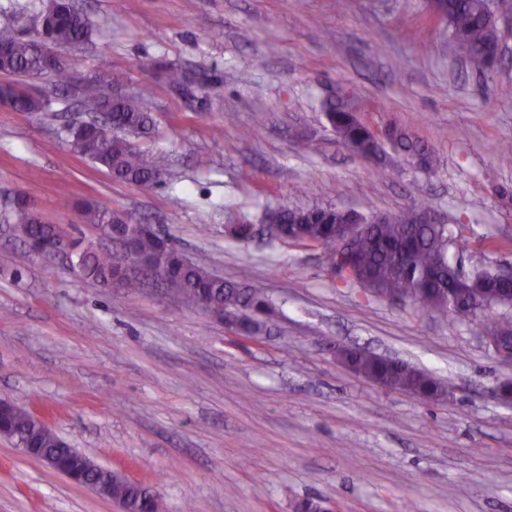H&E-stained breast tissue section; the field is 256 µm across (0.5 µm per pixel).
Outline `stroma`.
I'll list each match as a JSON object with an SVG mask.
<instances>
[{"label": "stroma", "mask_w": 512, "mask_h": 512, "mask_svg": "<svg viewBox=\"0 0 512 512\" xmlns=\"http://www.w3.org/2000/svg\"><path fill=\"white\" fill-rule=\"evenodd\" d=\"M74 3L93 34L66 51L72 74L106 69L119 92L148 89L150 130L134 143L171 165L143 188L74 154L68 129L89 115L53 78L30 81L51 111L0 104V398L167 512H296L307 499L333 512H512V406L494 395L512 365L475 321L337 285L315 248L225 231L280 205L371 216L423 203L459 227L450 254L464 271L479 250L512 267V163L496 153L512 141V97L498 93L512 77V0L496 4L503 55L482 76L449 54L428 0ZM164 65L190 91L169 87ZM349 87L363 120L405 130L431 164L348 150L326 110ZM20 196L104 250L115 244L83 221L84 203L154 224L190 259L264 290L266 336L238 342L153 277L127 294L35 254L3 221ZM337 345L428 371L449 394L426 403L368 382ZM0 512L118 508L0 437Z\"/></svg>", "instance_id": "obj_1"}]
</instances>
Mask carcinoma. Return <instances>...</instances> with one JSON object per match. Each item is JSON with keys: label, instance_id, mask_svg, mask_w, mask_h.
Here are the masks:
<instances>
[{"label": "carcinoma", "instance_id": "1", "mask_svg": "<svg viewBox=\"0 0 512 512\" xmlns=\"http://www.w3.org/2000/svg\"><path fill=\"white\" fill-rule=\"evenodd\" d=\"M448 49L474 72L484 73L496 63L491 49L500 44V31L490 15L487 0H445L444 14ZM92 27L88 19L73 7V0H52L36 17L32 31L25 34L16 28H0V44L10 46L9 54L0 57V72L18 81L0 87V103L16 112H45L51 102L31 92L26 80L43 67L40 42L50 41L59 49L78 47L90 41ZM116 79L107 71H98L86 80L84 107L112 117V131L103 136L70 133L69 146L74 153L106 168L120 181L150 187L158 184L169 166L167 156L135 147L128 136L148 132L150 117L144 106V93L114 92ZM327 117L342 143L365 158H380L385 153L379 135L363 122L356 112L331 107ZM392 145L428 158L419 142L406 134L391 130ZM85 222L95 224L119 238L133 239L141 255L156 256L154 273L171 292L181 298L203 303L216 301L224 305L222 319L234 318L236 332L243 338L264 335L268 319L274 313L267 295L211 272L206 266L189 261L171 240L159 231L123 213L88 204L82 211ZM352 213L335 206L291 209L280 206L268 210L264 221L282 226L279 240L288 244L316 246L324 266L345 287L359 285L380 298L399 297L432 315L448 317L455 310L477 316V311L494 309L495 295L503 285L494 273L475 263L474 274L467 280L449 256L456 241L446 224L417 222L406 214L384 215L373 220L358 217L359 233L349 253L340 250L338 238L342 225L351 223ZM7 221L24 238H50L61 233L55 224H47L24 199L11 209ZM73 262L81 272L103 284L117 281L129 291L140 282L126 274L130 257L124 253L94 250L75 241ZM512 326V320L485 315L479 319L483 336H499ZM349 367L359 376L390 389L416 395L424 401H436L447 391L445 384L432 374L400 361L388 363L361 350L343 354ZM0 425L13 436L18 447L33 445L58 459L61 469L82 476L90 457L71 447L51 428L34 418L31 411L16 403ZM89 479L107 486L112 499L126 503L132 512H164L161 500L139 485L127 482L109 469L97 466Z\"/></svg>", "mask_w": 512, "mask_h": 512}]
</instances>
